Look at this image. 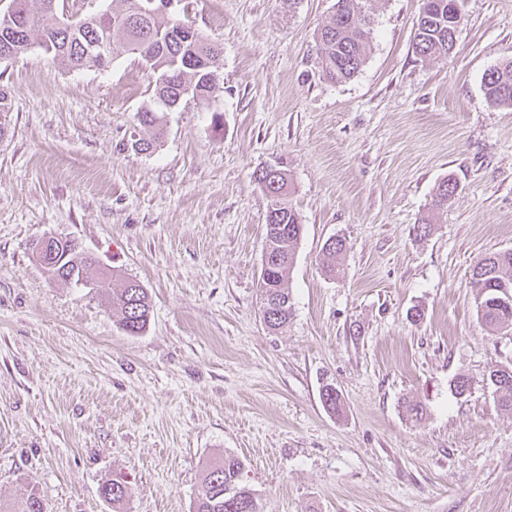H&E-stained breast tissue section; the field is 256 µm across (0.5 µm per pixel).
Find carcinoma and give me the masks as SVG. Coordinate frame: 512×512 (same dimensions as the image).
<instances>
[{
	"mask_svg": "<svg viewBox=\"0 0 512 512\" xmlns=\"http://www.w3.org/2000/svg\"><path fill=\"white\" fill-rule=\"evenodd\" d=\"M113 5L79 21L59 12L54 0H41L40 9L25 7L21 24L12 29L0 27V60L26 53L32 47L31 36H39L38 45L61 65L80 70L105 69L97 53L106 41L118 43L138 56L155 76L169 80L155 83L153 106L139 113V123L147 128L159 126L160 113L170 112L188 100L209 104L214 87L213 75L220 65L223 49L193 32L189 39L179 36L185 29L176 12L142 11L146 0H112ZM371 0H336L335 11L317 32L318 65L323 77L336 83L353 78L367 59L372 23ZM462 22V0H422L413 48L423 58L446 57L453 50ZM487 100L498 106H512V60L492 69L484 77ZM12 110L8 91L0 89V138L7 133V117ZM258 183L272 198L274 213L266 224L276 227L274 237L265 239L276 257L272 267L261 273L264 284L278 303L263 311L266 327L275 331L288 324L291 316L289 292L285 282L293 268L302 234L298 213L284 201L288 192V173L281 166H267L257 175ZM458 185L446 179L436 190L434 206L441 208L455 198ZM346 244L323 248L324 269L340 273V259ZM70 251L67 262L78 267L77 275L100 279L95 259L63 241ZM102 280V279H100ZM476 312L481 322L496 330L512 329V250L494 253L476 263L471 271ZM102 291L111 298L112 307L121 313L122 328L130 335L143 331L150 318L151 300L140 284L125 282L114 288L102 280ZM486 381L500 393L499 403L512 409V367H490ZM323 406L330 412L342 411L343 402L336 388L322 389ZM243 463L234 455L212 464L204 471L194 512H261L256 490L242 480ZM101 496L117 510L131 497L132 489L123 480L109 479L100 488Z\"/></svg>",
	"mask_w": 512,
	"mask_h": 512,
	"instance_id": "carcinoma-1",
	"label": "carcinoma"
}]
</instances>
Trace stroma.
<instances>
[{
  "label": "stroma",
  "mask_w": 512,
  "mask_h": 512,
  "mask_svg": "<svg viewBox=\"0 0 512 512\" xmlns=\"http://www.w3.org/2000/svg\"><path fill=\"white\" fill-rule=\"evenodd\" d=\"M335 2L182 0L224 64L209 106L165 113L150 153L128 144L153 135L138 114L154 82L121 45L103 70L37 46L0 61V512L32 491L48 512H112L109 479L133 488L123 512H193L227 454L263 512H512V411L483 381L512 364V334L478 320L469 283L512 250V107L483 90L512 60V0H464L445 59L413 49L421 0H372L366 62L342 83L317 65ZM275 162L303 234L293 318L272 332L257 288L271 200L254 174ZM447 178L458 192L432 214ZM45 237L146 288L145 329L45 273ZM328 384L342 414L321 402Z\"/></svg>",
  "instance_id": "obj_1"
}]
</instances>
